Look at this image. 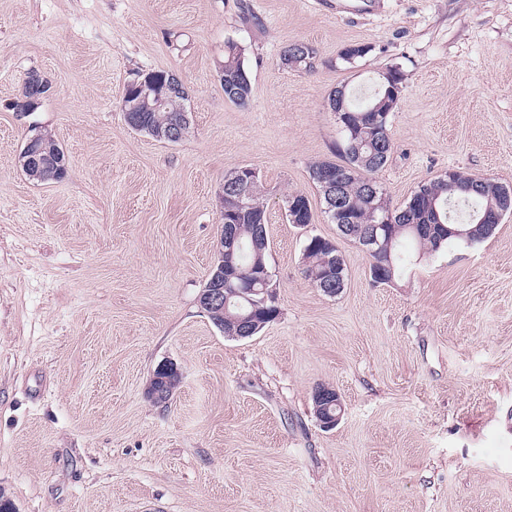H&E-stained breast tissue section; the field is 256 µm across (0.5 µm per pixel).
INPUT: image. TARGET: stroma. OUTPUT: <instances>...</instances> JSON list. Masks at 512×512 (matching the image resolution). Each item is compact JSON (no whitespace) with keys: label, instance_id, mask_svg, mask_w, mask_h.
Returning a JSON list of instances; mask_svg holds the SVG:
<instances>
[{"label":"stroma","instance_id":"stroma-1","mask_svg":"<svg viewBox=\"0 0 512 512\" xmlns=\"http://www.w3.org/2000/svg\"><path fill=\"white\" fill-rule=\"evenodd\" d=\"M230 41L244 108L220 81ZM295 41L311 69L282 66ZM352 44L369 51L342 64ZM392 66L391 206L451 170L512 187V0H0V489L16 512H512V215L376 284L310 177L340 139L329 94ZM156 70L189 90L176 143L121 111ZM33 71L50 93L20 117ZM32 124L63 150L62 181L24 173ZM241 166L267 204L279 314L231 339L198 296ZM291 192L308 227L285 215ZM316 235L347 267L333 297L302 274ZM166 360L181 382L157 404ZM321 384L342 402L330 430ZM235 42H227L224 48V69L221 75V81L224 84V74L241 77L243 74L247 77L248 83L245 82V86H241L242 92L239 94L237 99L228 98L227 100L234 105L244 108L249 105L252 95V83L250 73L245 63V53L243 47H238ZM290 198H296L297 200L307 201V198L299 193L288 194L284 199V204L287 203V200ZM302 203L300 201H293L288 204V213L291 214V220L293 224L297 226H308V224H312V212L308 203Z\"/></svg>","mask_w":512,"mask_h":512}]
</instances>
